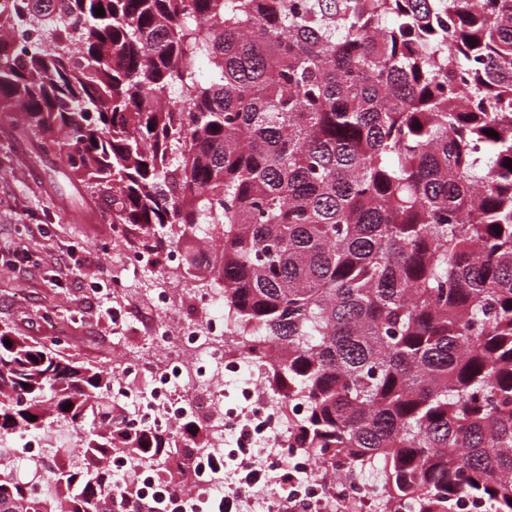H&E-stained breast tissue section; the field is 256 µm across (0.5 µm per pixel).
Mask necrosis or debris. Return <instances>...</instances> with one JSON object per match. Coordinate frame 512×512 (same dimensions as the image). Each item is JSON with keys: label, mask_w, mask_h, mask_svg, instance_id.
I'll return each mask as SVG.
<instances>
[{"label": "necrosis or debris", "mask_w": 512, "mask_h": 512, "mask_svg": "<svg viewBox=\"0 0 512 512\" xmlns=\"http://www.w3.org/2000/svg\"><path fill=\"white\" fill-rule=\"evenodd\" d=\"M188 300L199 317L184 323L169 316L172 289L155 295L154 307L161 318L149 341L152 350L164 352L166 360L159 364L137 356L126 361L127 375L148 377V391L133 390L123 382L113 387L131 406L139 426L173 435L186 420L197 418L208 435L206 452L194 453L190 459L192 485L171 489L166 512H203V503L223 486L209 462L224 456L243 474L236 489L249 512H284L290 495L310 502L314 512H351L355 503L362 512H371L374 495L368 483L341 472L333 476L318 472L310 454L289 447L288 425L266 388L265 362L225 354L228 323L223 289L198 291ZM258 447L287 449L299 472L291 492L279 489L272 470L261 483L245 480Z\"/></svg>", "instance_id": "4bbe7bcc"}]
</instances>
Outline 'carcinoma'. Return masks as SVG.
<instances>
[{
  "instance_id": "1",
  "label": "carcinoma",
  "mask_w": 512,
  "mask_h": 512,
  "mask_svg": "<svg viewBox=\"0 0 512 512\" xmlns=\"http://www.w3.org/2000/svg\"><path fill=\"white\" fill-rule=\"evenodd\" d=\"M0 117L144 247L219 241L183 272L224 348L270 358L297 447L376 470L375 512H512V0H8ZM113 379L0 328V441L87 431L0 512H111Z\"/></svg>"
}]
</instances>
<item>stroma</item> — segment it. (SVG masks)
Masks as SVG:
<instances>
[{
  "label": "stroma",
  "instance_id": "1",
  "mask_svg": "<svg viewBox=\"0 0 512 512\" xmlns=\"http://www.w3.org/2000/svg\"><path fill=\"white\" fill-rule=\"evenodd\" d=\"M135 235L117 237L81 181L32 145H14L0 126V325L60 338L64 353L104 370L145 354L158 319L152 299L173 282L165 269L124 264ZM71 259L79 276L55 285L53 270ZM108 306L123 311L122 327L105 314Z\"/></svg>",
  "mask_w": 512,
  "mask_h": 512
}]
</instances>
